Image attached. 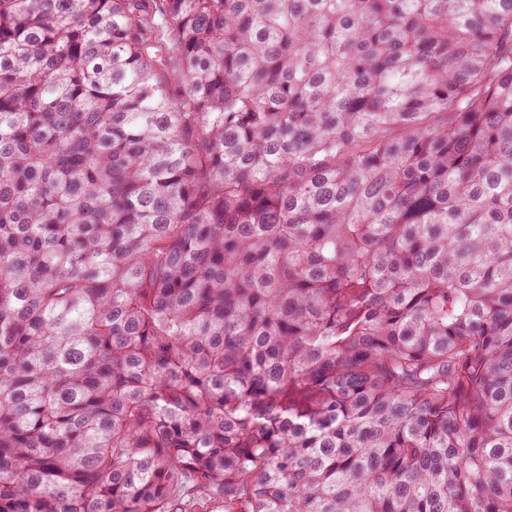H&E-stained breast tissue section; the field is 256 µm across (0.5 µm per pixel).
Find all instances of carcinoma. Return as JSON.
Listing matches in <instances>:
<instances>
[{
    "label": "carcinoma",
    "instance_id": "obj_1",
    "mask_svg": "<svg viewBox=\"0 0 512 512\" xmlns=\"http://www.w3.org/2000/svg\"><path fill=\"white\" fill-rule=\"evenodd\" d=\"M512 512V0H0V512Z\"/></svg>",
    "mask_w": 512,
    "mask_h": 512
}]
</instances>
